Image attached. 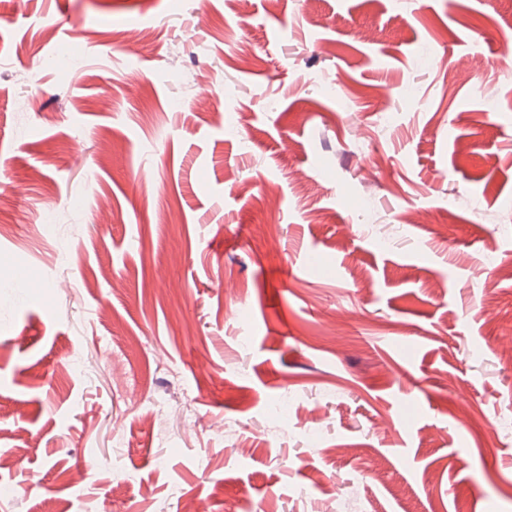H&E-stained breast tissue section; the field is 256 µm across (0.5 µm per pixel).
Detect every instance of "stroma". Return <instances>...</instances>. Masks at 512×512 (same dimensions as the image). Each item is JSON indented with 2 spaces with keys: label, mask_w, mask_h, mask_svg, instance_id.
<instances>
[{
  "label": "stroma",
  "mask_w": 512,
  "mask_h": 512,
  "mask_svg": "<svg viewBox=\"0 0 512 512\" xmlns=\"http://www.w3.org/2000/svg\"><path fill=\"white\" fill-rule=\"evenodd\" d=\"M510 43L512 0H0V512H512Z\"/></svg>",
  "instance_id": "1"
}]
</instances>
